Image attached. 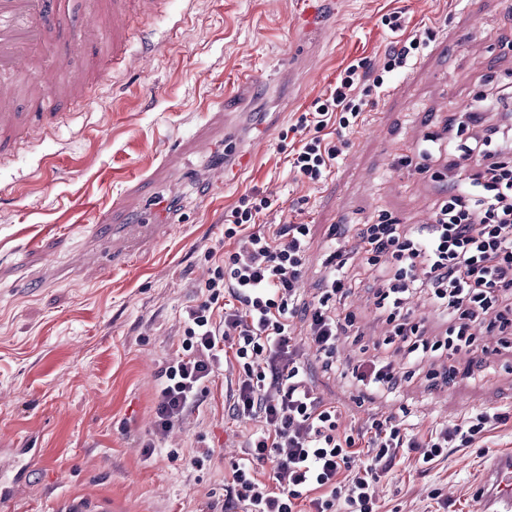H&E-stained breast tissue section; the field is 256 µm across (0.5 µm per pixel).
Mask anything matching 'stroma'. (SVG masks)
Listing matches in <instances>:
<instances>
[{"mask_svg":"<svg viewBox=\"0 0 512 512\" xmlns=\"http://www.w3.org/2000/svg\"><path fill=\"white\" fill-rule=\"evenodd\" d=\"M303 0H164L141 13L128 5L127 63L105 74L112 35L84 41L85 0H73L68 29L52 54L89 76L82 97L56 96L67 121L0 165V448H37L4 512H64L68 500L107 501L115 512H219L224 477L244 422L228 406L237 373L218 371L200 407L145 459L154 424V388L210 276L208 248L224 250V215L253 192L267 197L261 224L302 221L311 228L300 283L317 294L330 225L344 224L351 247L362 224L395 219L431 223L445 195L447 156L422 158L432 133L455 134L461 109L489 93L487 75L512 88V0H334L321 31L303 30ZM403 12L409 29L434 36L389 89L371 93L365 125L347 138L342 161L314 185L290 169L300 134L291 130L355 59L376 63L398 41L383 24ZM108 211L91 228L89 211ZM175 222L163 241L124 233L129 224ZM116 238L134 257L102 270V242ZM362 280L346 307L359 343L340 339L341 365L378 354L389 332ZM432 358L395 393L361 391L339 370L312 364L313 380L345 422L409 410L423 426L512 405V351L492 356L482 376L431 385ZM211 462H184L200 447ZM512 452V426L482 446L449 454L429 469L402 458L379 485V512H480L484 464Z\"/></svg>","mask_w":512,"mask_h":512,"instance_id":"1","label":"stroma"}]
</instances>
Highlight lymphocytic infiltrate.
Listing matches in <instances>:
<instances>
[{
    "label": "lymphocytic infiltrate",
    "instance_id": "f902f5d3",
    "mask_svg": "<svg viewBox=\"0 0 512 512\" xmlns=\"http://www.w3.org/2000/svg\"><path fill=\"white\" fill-rule=\"evenodd\" d=\"M424 44L413 34L389 48L378 65L357 63L340 72L333 91L297 120L296 130L315 134L302 139L292 171L314 184L325 181L343 151L321 131L332 123L341 136L367 122L365 94L385 91L413 66ZM444 151L457 184L432 224L409 231L394 220L367 224L349 251L339 243L344 226L334 225L321 287L310 301L298 287L309 226L257 228L269 200L254 193L238 199L224 216V237L234 248L221 257L206 251L213 273L200 289L201 301L186 312L174 358L160 370L155 440L145 445L146 456L198 411L208 383L226 363L238 371L232 415L253 427L224 480V512H377L375 485L393 469L400 449L430 466L512 420V413L482 410L424 429L406 412L355 429L344 425L340 408L325 403L311 380L308 352L335 369L336 341L355 327L343 303L353 288L348 271L354 264L374 278V306L393 326L386 354L351 371L365 389L396 390L404 366L435 354L453 360L478 349L482 336L497 337L500 349L512 350V124L487 127L469 145L445 147L434 137L420 145L426 156ZM419 292L430 295L447 323L444 339L430 340L424 323L411 321L409 300ZM397 354L405 365L394 362ZM260 464L270 465L268 480L259 479Z\"/></svg>",
    "mask_w": 512,
    "mask_h": 512
}]
</instances>
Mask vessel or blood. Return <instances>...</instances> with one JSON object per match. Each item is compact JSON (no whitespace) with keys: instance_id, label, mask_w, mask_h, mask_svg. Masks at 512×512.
Listing matches in <instances>:
<instances>
[{"instance_id":"vessel-or-blood-1","label":"vessel or blood","mask_w":512,"mask_h":512,"mask_svg":"<svg viewBox=\"0 0 512 512\" xmlns=\"http://www.w3.org/2000/svg\"><path fill=\"white\" fill-rule=\"evenodd\" d=\"M70 0H0V156L10 153L9 136L17 115L15 75L25 68L40 77H52L44 51L49 30L58 31L70 24ZM130 19L121 6L101 21L84 25L87 37L102 31L128 29ZM483 512H512V454L494 456L479 488Z\"/></svg>"}]
</instances>
